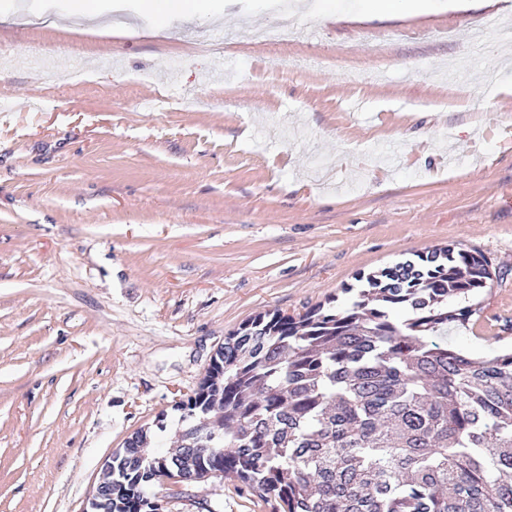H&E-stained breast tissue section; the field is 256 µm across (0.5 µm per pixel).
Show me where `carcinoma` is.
Returning a JSON list of instances; mask_svg holds the SVG:
<instances>
[{
	"label": "carcinoma",
	"mask_w": 512,
	"mask_h": 512,
	"mask_svg": "<svg viewBox=\"0 0 512 512\" xmlns=\"http://www.w3.org/2000/svg\"><path fill=\"white\" fill-rule=\"evenodd\" d=\"M486 258L452 247L367 277L342 312L259 313L225 338L206 391L112 455V512L151 508L155 476L231 475L282 512H512V353L445 341L477 313Z\"/></svg>",
	"instance_id": "carcinoma-1"
}]
</instances>
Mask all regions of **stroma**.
Returning <instances> with one entry per match:
<instances>
[{
	"label": "stroma",
	"mask_w": 512,
	"mask_h": 512,
	"mask_svg": "<svg viewBox=\"0 0 512 512\" xmlns=\"http://www.w3.org/2000/svg\"><path fill=\"white\" fill-rule=\"evenodd\" d=\"M0 0V512H82L137 431L242 322L349 307L436 247L492 280L449 343L512 351V0H220L157 27L138 0L54 27ZM287 24L266 45L256 29ZM482 32L473 45L468 36ZM41 100L27 111L26 96ZM163 512H275L230 476L152 489ZM427 0H366L369 3V9L379 15H389L400 9L411 8L421 9Z\"/></svg>",
	"instance_id": "35a3bbf8"
}]
</instances>
